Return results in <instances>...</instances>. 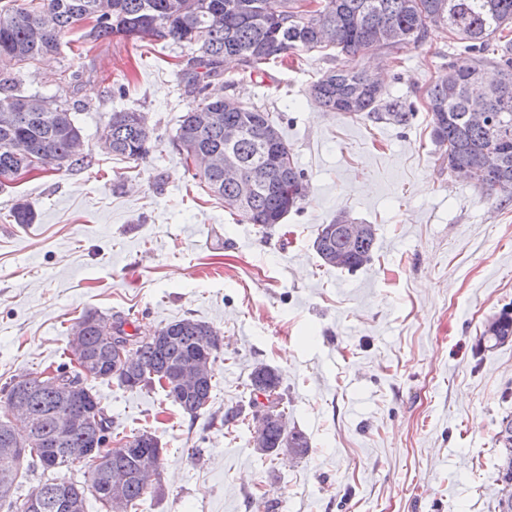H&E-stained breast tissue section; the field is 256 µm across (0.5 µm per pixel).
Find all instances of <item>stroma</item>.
<instances>
[{
  "instance_id": "1",
  "label": "stroma",
  "mask_w": 512,
  "mask_h": 512,
  "mask_svg": "<svg viewBox=\"0 0 512 512\" xmlns=\"http://www.w3.org/2000/svg\"><path fill=\"white\" fill-rule=\"evenodd\" d=\"M76 38L15 69L25 92L73 107L89 157L0 192V419L17 378L68 363L78 317L120 318L144 337L192 317L224 338L204 413L157 386L94 384L120 432L149 430L163 448L162 492L138 512H496L512 341L482 334L512 309V198L449 172L425 109L447 66L471 65L463 43L433 26L394 63L357 57L411 110L404 125L315 102L310 84L346 61L331 46L224 68L212 90L272 112L304 175L300 209L264 229L209 196L173 144L194 48L113 37L77 58ZM120 110L145 116V160L100 147ZM19 202L32 223H15ZM341 211L376 229L371 260L352 272L313 246ZM259 362L282 374L303 457L260 456L251 429L224 426L226 410L248 409Z\"/></svg>"
}]
</instances>
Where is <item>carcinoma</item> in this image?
Returning <instances> with one entry per match:
<instances>
[{
	"instance_id": "cac0c4a2",
	"label": "carcinoma",
	"mask_w": 512,
	"mask_h": 512,
	"mask_svg": "<svg viewBox=\"0 0 512 512\" xmlns=\"http://www.w3.org/2000/svg\"><path fill=\"white\" fill-rule=\"evenodd\" d=\"M177 2L180 10H169ZM91 27L81 34L90 42L112 36L132 39L155 37L197 47L198 56L185 73L194 103L181 116L174 141L185 160L210 153L229 151L248 173L264 165L272 177L243 205H236L237 187L224 183V170L203 166L194 177L207 192L224 202L230 214L249 224L271 227L299 208L305 194L303 174L295 163L288 164V176H275L281 157H292L280 130L270 114L255 106L224 103V97L207 93L211 79L221 74L224 58L239 59L245 67L256 68L274 61L282 54L272 47L283 44L290 53L311 51L332 45L353 60L369 52L391 51L419 43L431 26H442L454 33L465 48L475 52L473 65L467 69H448L429 87L426 110L431 115L432 140L448 166L480 169L485 155L494 151L499 168L484 172L480 185L488 191L512 195V40H506L485 54L490 38L512 24V0H319L313 10L304 9L303 0H7L0 4V176L7 165L27 168L31 159L57 170L86 163L85 142L69 109L42 99L29 118L21 119L22 101L8 67L28 64L39 57L60 50L64 35L79 30L85 22ZM500 69V78L488 82L485 111L491 122L483 127L469 123V84L475 74L484 75L486 66ZM310 92L327 110L344 115L394 124L408 123L412 112L394 99L383 104L385 92L366 71L346 64L323 74L310 85ZM385 111H380V108ZM239 125L243 138L234 146L224 145V126ZM106 128L112 133L106 151L138 161L150 152L151 132L144 116L134 111L112 113ZM323 224L314 240V248L324 265L325 253L344 252L339 269L354 271L369 262L376 233L365 225L360 241L349 247L340 237L329 233ZM124 321L113 323L93 314H85L70 330L69 352L95 380L117 379L133 389L158 384L166 396L192 417L200 415L209 403L214 378V364L222 345V336L211 325L193 318H182L157 330L153 336L133 337L123 329ZM484 335L503 344L512 337V309L502 311L490 322ZM200 367V379L194 385L176 391L173 378L188 363ZM57 386H45L41 377L30 378L31 389L19 396L10 387L13 406L21 405L28 419L27 438L33 446L21 454L19 440L11 420L0 421V473H13L18 480L21 470L40 467L55 470L71 464L89 445L97 443L102 462L90 474L85 487L72 481L48 479L38 485L19 504L16 512H56L54 500L70 493L75 496L74 512H85L87 495L102 508L112 512H136L137 503L161 489L162 448L147 430L127 437L132 448L155 462V469L145 470L142 458L129 456L105 444L112 437V421L98 402L88 407L73 403L66 382L71 373L66 366L56 369ZM248 389L251 418L263 406L271 412L265 428L263 456L279 454L283 444L288 453L304 456L310 448L305 433L288 426V412L282 392V374L268 364H257L250 373ZM266 395L267 404L258 402L255 391ZM71 412L75 419L68 440L56 439L58 416ZM495 439L499 464L497 481L501 496L497 512H512V416L503 417Z\"/></svg>"
}]
</instances>
